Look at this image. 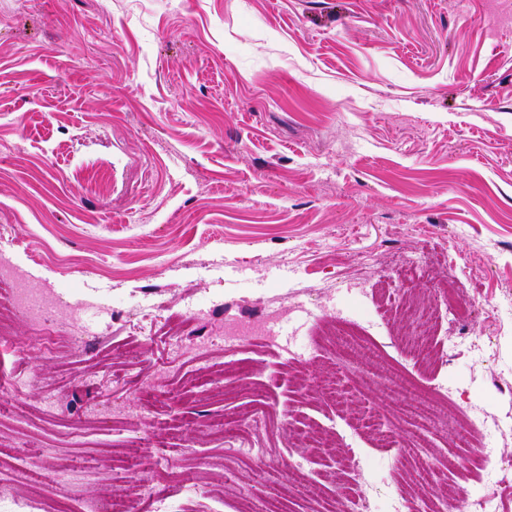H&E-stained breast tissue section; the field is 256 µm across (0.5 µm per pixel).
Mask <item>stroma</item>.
<instances>
[{
	"label": "stroma",
	"mask_w": 512,
	"mask_h": 512,
	"mask_svg": "<svg viewBox=\"0 0 512 512\" xmlns=\"http://www.w3.org/2000/svg\"><path fill=\"white\" fill-rule=\"evenodd\" d=\"M0 250L63 297L58 346L20 320L0 349L11 463L105 472L88 497L148 478L138 512H328L355 455L381 505L421 500L407 443L467 453L413 399L444 380L503 429L512 512V0H0ZM406 274L476 302L427 359ZM272 312L280 344L220 346ZM293 430L311 499L269 473Z\"/></svg>",
	"instance_id": "35a3bbf8"
}]
</instances>
